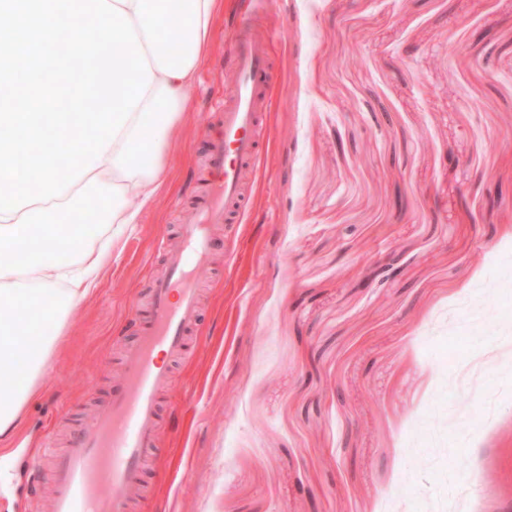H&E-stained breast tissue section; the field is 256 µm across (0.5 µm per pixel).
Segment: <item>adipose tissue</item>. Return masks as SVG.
<instances>
[{"instance_id":"ef3b65f1","label":"adipose tissue","mask_w":512,"mask_h":512,"mask_svg":"<svg viewBox=\"0 0 512 512\" xmlns=\"http://www.w3.org/2000/svg\"><path fill=\"white\" fill-rule=\"evenodd\" d=\"M126 12L152 82L93 169L62 196L0 213V440L16 433L58 336L92 297L169 181L224 0H109Z\"/></svg>"}]
</instances>
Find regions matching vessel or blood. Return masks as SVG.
Segmentation results:
<instances>
[{
    "mask_svg": "<svg viewBox=\"0 0 512 512\" xmlns=\"http://www.w3.org/2000/svg\"><path fill=\"white\" fill-rule=\"evenodd\" d=\"M272 43L255 14L233 38L234 93L214 107L219 132L207 145L195 221L183 225L176 246H157L167 271L152 281L149 302L138 313V336L123 354L121 387L52 463L53 512H126L143 490L146 451L158 437L159 394L170 381L167 359L187 354L184 333L201 315L196 275L218 247L214 227L236 223L246 173L256 169L267 135Z\"/></svg>",
    "mask_w": 512,
    "mask_h": 512,
    "instance_id": "b4317fda",
    "label": "vessel or blood"
}]
</instances>
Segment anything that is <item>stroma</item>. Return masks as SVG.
<instances>
[{"label": "stroma", "mask_w": 512, "mask_h": 512, "mask_svg": "<svg viewBox=\"0 0 512 512\" xmlns=\"http://www.w3.org/2000/svg\"><path fill=\"white\" fill-rule=\"evenodd\" d=\"M245 20L224 0L168 187L0 450V512H47L30 459L120 387ZM262 21L263 161L200 276L139 512H512V0H270ZM391 255L398 272L364 287Z\"/></svg>", "instance_id": "obj_1"}]
</instances>
